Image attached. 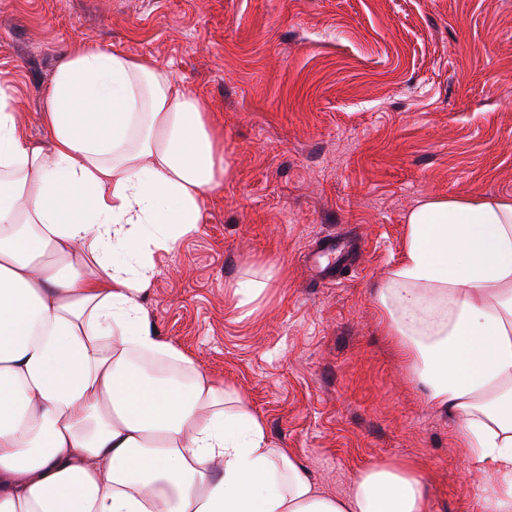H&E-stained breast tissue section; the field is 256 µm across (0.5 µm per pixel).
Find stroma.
I'll use <instances>...</instances> for the list:
<instances>
[{"mask_svg":"<svg viewBox=\"0 0 512 512\" xmlns=\"http://www.w3.org/2000/svg\"><path fill=\"white\" fill-rule=\"evenodd\" d=\"M75 45L153 58L224 132L232 179L155 256L159 335L244 395L324 492L406 460L428 512H480L454 423L373 290L420 200L512 196V0H0V90L31 142ZM330 233L352 250L334 285L310 267ZM253 263L281 278L246 317L224 286Z\"/></svg>","mask_w":512,"mask_h":512,"instance_id":"obj_1","label":"stroma"}]
</instances>
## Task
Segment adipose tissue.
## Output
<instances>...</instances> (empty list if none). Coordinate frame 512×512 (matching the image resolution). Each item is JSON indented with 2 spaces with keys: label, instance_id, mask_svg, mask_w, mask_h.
Returning <instances> with one entry per match:
<instances>
[{
  "label": "adipose tissue",
  "instance_id": "adipose-tissue-1",
  "mask_svg": "<svg viewBox=\"0 0 512 512\" xmlns=\"http://www.w3.org/2000/svg\"><path fill=\"white\" fill-rule=\"evenodd\" d=\"M45 101L34 146L0 92V512H427L406 462L323 493L151 324L155 254L194 236L232 177L206 99L151 58L76 46ZM277 281L263 266L224 296L246 311ZM374 297L466 470L485 474L484 507L512 512V198L419 202Z\"/></svg>",
  "mask_w": 512,
  "mask_h": 512
}]
</instances>
